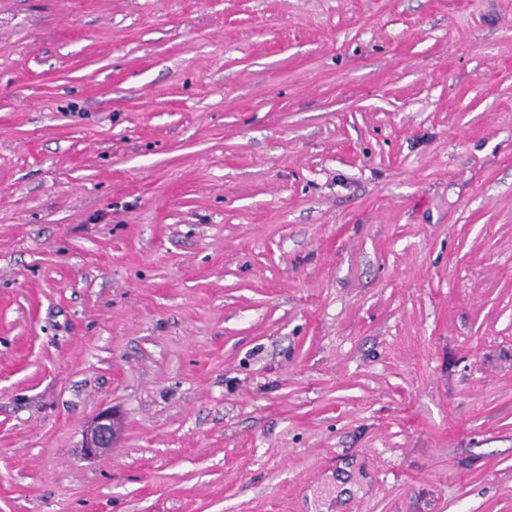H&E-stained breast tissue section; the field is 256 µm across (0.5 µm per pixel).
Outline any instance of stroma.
<instances>
[{"label": "stroma", "mask_w": 512, "mask_h": 512, "mask_svg": "<svg viewBox=\"0 0 512 512\" xmlns=\"http://www.w3.org/2000/svg\"><path fill=\"white\" fill-rule=\"evenodd\" d=\"M0 512H512V0H0ZM116 432V422L112 412H99L84 433L83 448L85 455L95 457L112 448Z\"/></svg>", "instance_id": "obj_1"}]
</instances>
